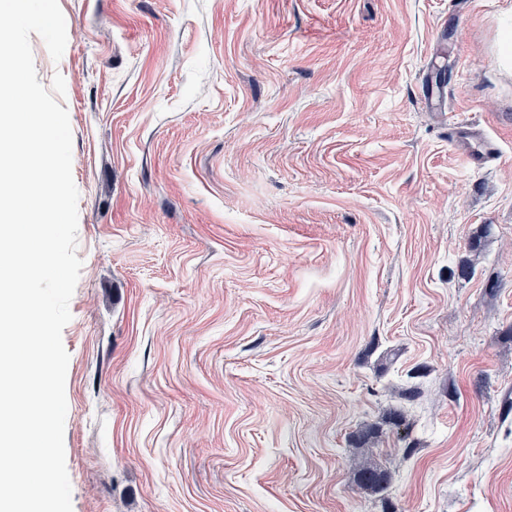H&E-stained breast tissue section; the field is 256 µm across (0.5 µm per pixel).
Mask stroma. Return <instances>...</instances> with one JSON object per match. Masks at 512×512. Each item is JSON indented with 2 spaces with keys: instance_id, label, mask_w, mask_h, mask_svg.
Returning a JSON list of instances; mask_svg holds the SVG:
<instances>
[{
  "instance_id": "stroma-1",
  "label": "stroma",
  "mask_w": 512,
  "mask_h": 512,
  "mask_svg": "<svg viewBox=\"0 0 512 512\" xmlns=\"http://www.w3.org/2000/svg\"><path fill=\"white\" fill-rule=\"evenodd\" d=\"M58 2L73 512H512V0ZM454 138H457L463 141L464 143H466L467 141L470 142V139L473 138L482 141L479 147L468 149V151L465 152V156L470 164L482 165L494 159L496 149L492 147L490 141L487 138L482 139L481 137L477 136V134H475V130L469 128H458V131L454 134Z\"/></svg>"
}]
</instances>
